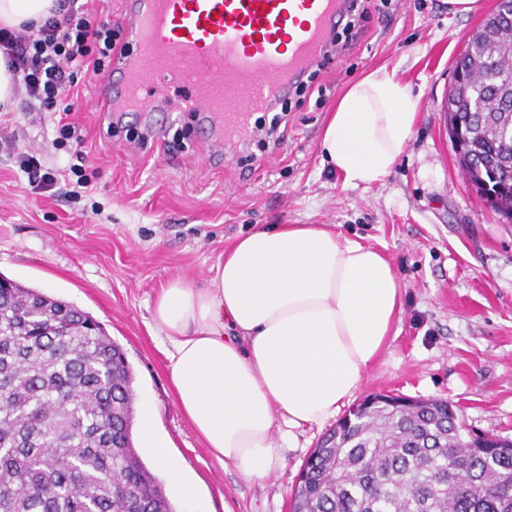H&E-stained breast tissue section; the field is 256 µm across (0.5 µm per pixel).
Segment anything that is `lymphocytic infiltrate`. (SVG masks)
Masks as SVG:
<instances>
[{"label":"lymphocytic infiltrate","mask_w":512,"mask_h":512,"mask_svg":"<svg viewBox=\"0 0 512 512\" xmlns=\"http://www.w3.org/2000/svg\"><path fill=\"white\" fill-rule=\"evenodd\" d=\"M0 52L20 74L29 112H53L62 97L73 95L77 73H102L116 53L112 23L83 0H57L40 25L0 28Z\"/></svg>","instance_id":"1"}]
</instances>
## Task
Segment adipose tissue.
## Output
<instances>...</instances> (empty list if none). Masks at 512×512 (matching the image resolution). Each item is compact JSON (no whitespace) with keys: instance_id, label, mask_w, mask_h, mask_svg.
Wrapping results in <instances>:
<instances>
[{"instance_id":"ef3b65f1","label":"adipose tissue","mask_w":512,"mask_h":512,"mask_svg":"<svg viewBox=\"0 0 512 512\" xmlns=\"http://www.w3.org/2000/svg\"><path fill=\"white\" fill-rule=\"evenodd\" d=\"M56 0H0V27L40 23ZM417 101L397 70L379 67L350 84L321 138L344 185L383 183L417 121ZM402 312L400 280L386 255L329 224H272L233 241L208 287L176 280L153 303L170 381L184 414L214 456L262 481L284 464L274 445L336 418L355 399ZM232 323L236 337L224 333ZM175 493L196 496L151 423Z\"/></svg>"}]
</instances>
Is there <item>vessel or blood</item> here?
<instances>
[{"label": "vessel or blood", "mask_w": 512, "mask_h": 512, "mask_svg": "<svg viewBox=\"0 0 512 512\" xmlns=\"http://www.w3.org/2000/svg\"><path fill=\"white\" fill-rule=\"evenodd\" d=\"M131 55L97 79L100 111L192 112L219 159L320 61L346 0H127Z\"/></svg>", "instance_id": "vessel-or-blood-1"}]
</instances>
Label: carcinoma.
<instances>
[{"instance_id":"1","label":"carcinoma","mask_w":512,"mask_h":512,"mask_svg":"<svg viewBox=\"0 0 512 512\" xmlns=\"http://www.w3.org/2000/svg\"><path fill=\"white\" fill-rule=\"evenodd\" d=\"M456 59L470 181L512 217V15ZM0 512H175L133 441V373L73 304L0 275ZM293 512H512V441L464 435L453 405L375 395L307 458Z\"/></svg>"}]
</instances>
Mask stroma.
Segmentation results:
<instances>
[{
  "mask_svg": "<svg viewBox=\"0 0 512 512\" xmlns=\"http://www.w3.org/2000/svg\"><path fill=\"white\" fill-rule=\"evenodd\" d=\"M496 5L479 0L458 16L446 0H388L320 71L324 96L291 95L276 138L248 140L221 162L200 158L204 135L185 112L111 131L90 72L78 75L84 94L69 115L86 162L60 142L57 115L0 112V274L88 312L123 348L136 423L151 421L198 487L194 500L173 498L176 512H289L326 432L277 438L283 467L250 481L205 447L172 390L156 294L176 279L207 287L225 247L258 224H333L390 259L403 312L357 401L447 400L465 431L512 440V222L463 177L441 110L456 57ZM382 65L409 82L418 120L384 184L348 187L322 163L325 119L351 82ZM28 153L56 184H29Z\"/></svg>",
  "mask_w": 512,
  "mask_h": 512,
  "instance_id": "stroma-1",
  "label": "stroma"
}]
</instances>
